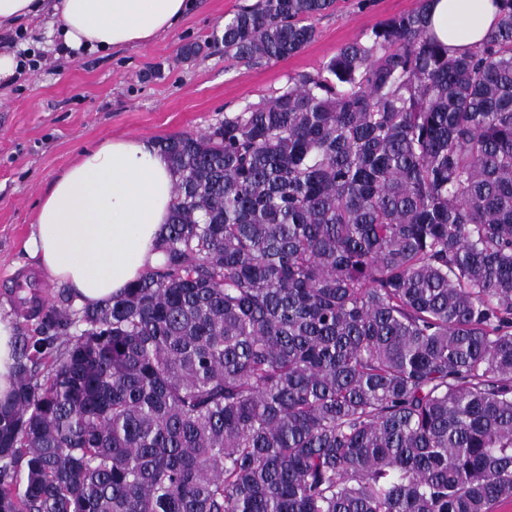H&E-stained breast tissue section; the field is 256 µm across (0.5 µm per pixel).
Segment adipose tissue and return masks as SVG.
I'll return each instance as SVG.
<instances>
[{
    "label": "adipose tissue",
    "instance_id": "ef3b65f1",
    "mask_svg": "<svg viewBox=\"0 0 512 512\" xmlns=\"http://www.w3.org/2000/svg\"><path fill=\"white\" fill-rule=\"evenodd\" d=\"M194 0H0V29L45 17L65 52L141 46L171 33ZM494 0H431L427 28L450 52L480 43ZM175 176L151 142L109 138L81 152L42 195L25 252L41 272L96 306L157 267Z\"/></svg>",
    "mask_w": 512,
    "mask_h": 512
}]
</instances>
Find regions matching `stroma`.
<instances>
[{
	"label": "stroma",
	"instance_id": "1",
	"mask_svg": "<svg viewBox=\"0 0 512 512\" xmlns=\"http://www.w3.org/2000/svg\"><path fill=\"white\" fill-rule=\"evenodd\" d=\"M253 0H198L162 39L140 47L62 58L47 42L44 24L19 26L24 47L40 59L9 85H0V316L35 334V322L18 315L11 291L25 281L42 283L53 297L61 283L38 272L24 252L43 191L82 150L108 138L157 141L197 133L226 113L258 102L289 77L315 72L345 43L377 24L415 10L419 0H335L315 21L316 36L285 60L241 61L210 39L225 15ZM200 45L184 57L183 45Z\"/></svg>",
	"mask_w": 512,
	"mask_h": 512
}]
</instances>
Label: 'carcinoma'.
<instances>
[{
	"instance_id": "cac0c4a2",
	"label": "carcinoma",
	"mask_w": 512,
	"mask_h": 512,
	"mask_svg": "<svg viewBox=\"0 0 512 512\" xmlns=\"http://www.w3.org/2000/svg\"><path fill=\"white\" fill-rule=\"evenodd\" d=\"M430 0L155 142L163 263L94 308L16 289L0 512H494L512 499V0L453 55ZM333 0L212 33L281 60Z\"/></svg>"
}]
</instances>
